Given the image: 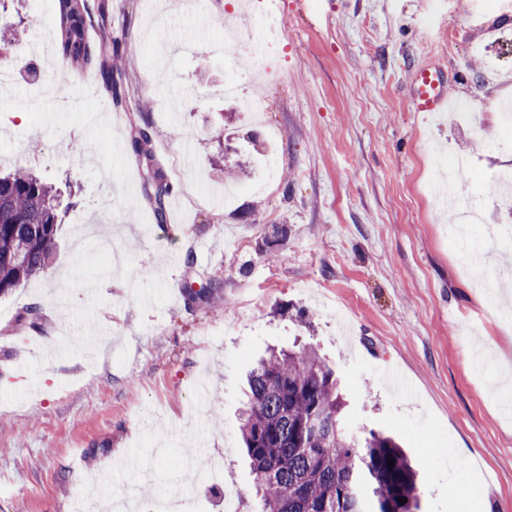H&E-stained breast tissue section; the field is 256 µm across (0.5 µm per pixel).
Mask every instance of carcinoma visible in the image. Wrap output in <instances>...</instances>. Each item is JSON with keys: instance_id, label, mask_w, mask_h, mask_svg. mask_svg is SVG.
Segmentation results:
<instances>
[{"instance_id": "obj_1", "label": "carcinoma", "mask_w": 512, "mask_h": 512, "mask_svg": "<svg viewBox=\"0 0 512 512\" xmlns=\"http://www.w3.org/2000/svg\"><path fill=\"white\" fill-rule=\"evenodd\" d=\"M54 2L64 59L97 69L105 91L121 105L126 91L112 67L119 47L97 50L89 43L88 0ZM129 152L139 161L151 159L145 130L134 133ZM211 167L226 181L249 175L244 165L237 172L219 161ZM146 175V199L162 223L170 185L159 170ZM58 207L53 186L32 172L0 175V297L48 268L58 245ZM247 385L240 434L262 512H419L421 476L393 437L371 431L360 441L346 434L336 373L314 347L271 350Z\"/></svg>"}]
</instances>
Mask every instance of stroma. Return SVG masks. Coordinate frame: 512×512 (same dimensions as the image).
Wrapping results in <instances>:
<instances>
[{
  "mask_svg": "<svg viewBox=\"0 0 512 512\" xmlns=\"http://www.w3.org/2000/svg\"><path fill=\"white\" fill-rule=\"evenodd\" d=\"M106 2L97 43L138 56L116 109L89 94L58 51L53 0H7L22 29L0 34V171L33 170L60 194L59 245L47 272L0 298V512H71L136 483L140 512H243L259 499L242 451L246 372L269 348L315 344L349 400L354 436L396 435L427 474L422 512H512V300L475 279L448 232L431 156L470 170L457 190L494 209V175L512 145L482 149L463 125L409 111L416 69L457 73L449 98L512 100L492 77L495 37L512 9L493 0H90ZM273 12L277 43L239 54L225 25ZM253 83L262 119L226 96ZM68 84L76 106H54ZM26 120H19V113ZM149 131L172 187L168 228L143 198L128 153ZM248 166L232 187L209 158ZM288 227L261 257L273 225ZM98 288L88 292L87 282ZM210 300L175 296L185 284ZM38 306L36 324L24 322ZM109 332L89 346L86 325Z\"/></svg>",
  "mask_w": 512,
  "mask_h": 512,
  "instance_id": "stroma-1",
  "label": "stroma"
}]
</instances>
